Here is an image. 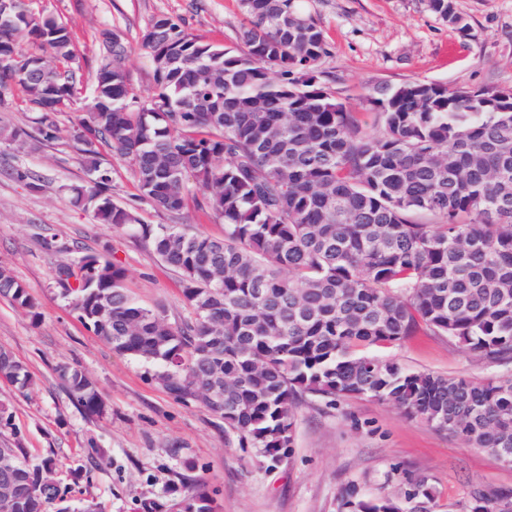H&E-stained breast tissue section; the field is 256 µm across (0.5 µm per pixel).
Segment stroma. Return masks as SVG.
<instances>
[{
    "instance_id": "1",
    "label": "stroma",
    "mask_w": 512,
    "mask_h": 512,
    "mask_svg": "<svg viewBox=\"0 0 512 512\" xmlns=\"http://www.w3.org/2000/svg\"><path fill=\"white\" fill-rule=\"evenodd\" d=\"M299 3L322 23L329 54L321 69L352 111H364L373 82L429 80L452 91L512 88V0H454L467 25L463 32L434 15L425 0ZM29 7L72 29L86 90L104 55L102 34L114 31L128 49L131 88L141 98L152 95V65L142 39L159 15L180 19L205 41L241 45L237 0H29ZM77 119L74 112L60 114V139L35 151L0 145V268L23 284L35 303L30 311L0 297V349L11 352L34 380L23 391L0 380V404L12 416L10 425L0 426V445L53 457L55 478L68 488L74 512L89 502L102 512H141L145 502L171 500L184 473L206 485L218 512H342L346 490L393 498L409 477L434 486V512H460L474 487L512 488V467L367 397L333 405L299 403L292 453L268 462L242 447L200 401L170 395L154 366L114 352L86 329L56 281L58 264L80 252L121 263L135 297L163 307L168 323L180 322L187 310L178 274L131 231L96 223L91 212L70 205L65 186L86 179L70 136ZM106 161L114 199L136 208L144 223L176 220L223 236L222 222L207 211L191 206L175 219L142 202L132 165L111 155ZM18 164L40 175V190L9 176ZM387 354L413 370L475 382L494 372L445 338L418 335ZM63 365L82 369L95 382L102 415H87L78 406L59 377Z\"/></svg>"
}]
</instances>
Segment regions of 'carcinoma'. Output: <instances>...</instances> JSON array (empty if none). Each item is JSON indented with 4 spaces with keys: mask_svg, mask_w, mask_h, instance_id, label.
Segmentation results:
<instances>
[{
    "mask_svg": "<svg viewBox=\"0 0 512 512\" xmlns=\"http://www.w3.org/2000/svg\"><path fill=\"white\" fill-rule=\"evenodd\" d=\"M448 25H467L454 0H426ZM244 48L233 51L154 18L143 35L154 90L131 89L127 46L102 33L106 54L82 99L66 23L36 18L28 0H0V96L15 85L34 128L0 127L16 151L60 138L57 117L83 112L71 136L88 179L71 204L100 224L128 227L179 274L189 316L168 323L129 291L120 263L86 253L57 276L78 319L112 350L162 365L177 399L195 398L242 444L274 461L294 447L295 408L368 397L512 460V88L450 92L434 81L375 82L376 130L319 81L327 45L298 0H240ZM31 42L51 54H23ZM132 162L139 199L178 215L190 202L224 236L185 224H145L112 198L101 148ZM11 176L39 188L34 171ZM0 297L33 308L0 269ZM423 332L507 370L481 383L409 370L369 353ZM59 376L90 415L103 411L77 367ZM0 379L23 390L25 366L0 350ZM47 456L0 446V512H66L46 479ZM188 512H211L201 483L172 489ZM422 478L400 498L358 499L345 512H432ZM462 512H512V488L478 487Z\"/></svg>",
    "mask_w": 512,
    "mask_h": 512,
    "instance_id": "1",
    "label": "carcinoma"
}]
</instances>
